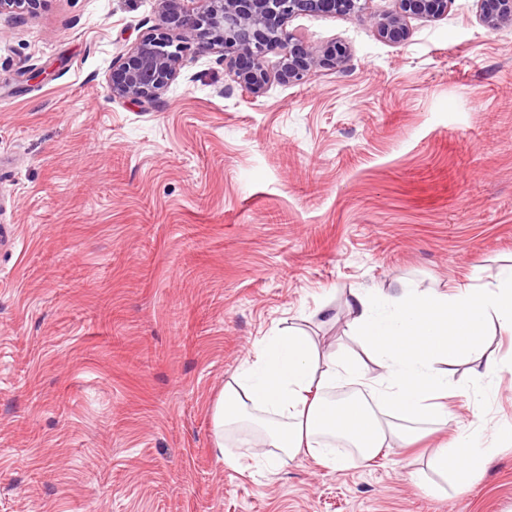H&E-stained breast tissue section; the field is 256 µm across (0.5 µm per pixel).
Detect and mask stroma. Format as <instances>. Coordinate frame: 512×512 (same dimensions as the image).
Segmentation results:
<instances>
[{
    "instance_id": "1",
    "label": "stroma",
    "mask_w": 512,
    "mask_h": 512,
    "mask_svg": "<svg viewBox=\"0 0 512 512\" xmlns=\"http://www.w3.org/2000/svg\"><path fill=\"white\" fill-rule=\"evenodd\" d=\"M156 0H41L0 15V512H512V439L464 494L430 447L331 470L238 467L212 405L256 344L298 327L353 348L345 301L512 264V26L477 0L399 44L348 15L288 31L343 71L241 91L187 52L153 103L112 99ZM512 427V374L484 403ZM421 472L423 485L410 479Z\"/></svg>"
}]
</instances>
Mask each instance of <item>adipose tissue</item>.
<instances>
[{
	"mask_svg": "<svg viewBox=\"0 0 512 512\" xmlns=\"http://www.w3.org/2000/svg\"><path fill=\"white\" fill-rule=\"evenodd\" d=\"M347 307L352 338L375 359L379 374L356 355L322 350L300 329L266 337L213 407V447L225 465L239 463L226 439L245 424L271 466L310 455L333 470L344 453L367 461L390 444L422 438L421 424L447 427L449 398L483 399L503 369L485 336L491 325L512 336V265L478 288L440 292L404 283L389 295L352 292ZM463 361L473 382L453 384L452 369ZM479 417L472 412L455 444L435 448L427 460L459 494L496 451Z\"/></svg>",
	"mask_w": 512,
	"mask_h": 512,
	"instance_id": "obj_1",
	"label": "adipose tissue"
}]
</instances>
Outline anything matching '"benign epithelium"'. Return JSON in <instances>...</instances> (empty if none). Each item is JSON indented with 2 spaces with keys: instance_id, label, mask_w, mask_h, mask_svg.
<instances>
[{
  "instance_id": "benign-epithelium-1",
  "label": "benign epithelium",
  "mask_w": 512,
  "mask_h": 512,
  "mask_svg": "<svg viewBox=\"0 0 512 512\" xmlns=\"http://www.w3.org/2000/svg\"><path fill=\"white\" fill-rule=\"evenodd\" d=\"M156 33L141 40L112 67V98L149 103L158 100L179 74L190 49H220L224 67L241 89L261 94L271 76L286 84L306 82L318 68L343 70L346 51L329 46L314 49L287 31L285 23L303 13L353 15L391 43L404 41L411 17L439 19L451 0H396L392 12L370 10L371 0H157ZM483 25L490 31L512 25V0H478ZM40 0H0V14L32 12ZM279 51L275 73L267 55Z\"/></svg>"
}]
</instances>
